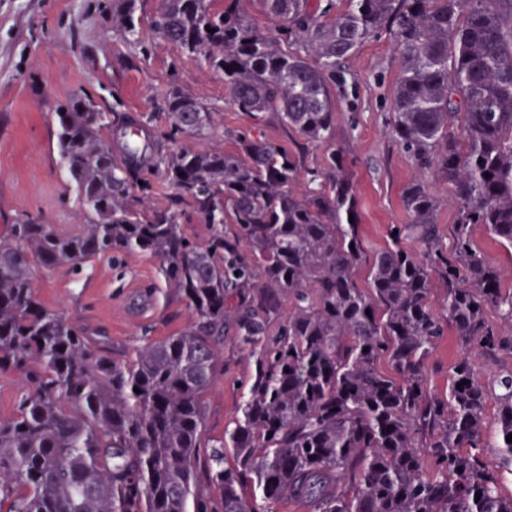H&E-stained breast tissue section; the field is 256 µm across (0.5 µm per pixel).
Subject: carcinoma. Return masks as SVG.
<instances>
[{"mask_svg": "<svg viewBox=\"0 0 512 512\" xmlns=\"http://www.w3.org/2000/svg\"><path fill=\"white\" fill-rule=\"evenodd\" d=\"M109 2L112 29L135 36L139 0ZM252 2L273 27L257 28L237 0H161L153 19L251 120L228 132L233 149L195 144L213 112L175 85L170 125L143 135L136 163L102 135L125 141L132 116L59 105V153L86 224L63 235L28 217L0 237V374L24 380L0 418V512H274L285 498L306 512H512L501 493L512 333L488 318L512 324V267L473 241L481 227L512 249V0H348L340 13L336 0ZM380 31L399 60L391 136L436 178L405 185L407 223L389 227L362 288L336 91ZM271 115L325 146L322 162L303 166L269 140ZM154 173L212 228L207 240L183 229L179 209L149 202ZM443 190L456 206L448 235ZM131 251L160 259L195 319L117 362L36 298L30 267L77 272ZM449 328L458 352L438 394L427 360ZM228 341L252 371L240 418L204 452L202 396Z\"/></svg>", "mask_w": 512, "mask_h": 512, "instance_id": "carcinoma-1", "label": "carcinoma"}]
</instances>
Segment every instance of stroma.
<instances>
[{"mask_svg":"<svg viewBox=\"0 0 512 512\" xmlns=\"http://www.w3.org/2000/svg\"><path fill=\"white\" fill-rule=\"evenodd\" d=\"M159 7L160 0H140L139 34L130 41L113 30L100 0H0V227L30 216L62 234L81 232L84 211L56 145L64 101L89 96L101 111L141 116L164 129L162 100L175 84L213 112L205 143L230 148L225 132L246 117L230 105L221 78L156 35L151 19ZM346 70V90L336 96V146L362 202L360 229L370 254L387 244L389 225L406 223L401 192L419 172L389 133L398 70L390 35L368 38ZM159 268L147 252L103 253L77 274L36 261L30 276L45 307L105 336L113 360L122 361L194 319ZM250 371L248 355L225 343L204 395L208 444L222 441L240 417Z\"/></svg>","mask_w":512,"mask_h":512,"instance_id":"35a3bbf8","label":"stroma"}]
</instances>
